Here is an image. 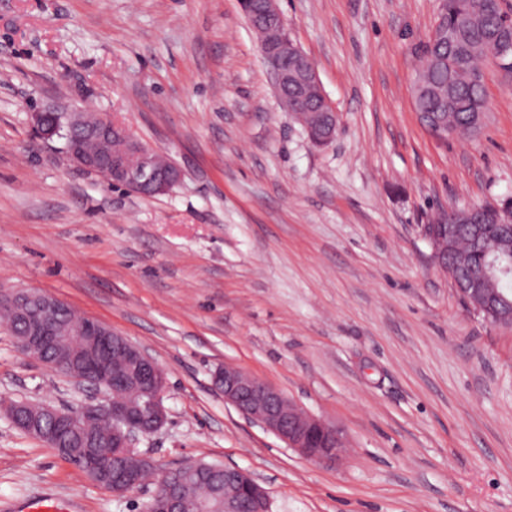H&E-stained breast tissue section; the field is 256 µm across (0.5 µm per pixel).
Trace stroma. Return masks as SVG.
I'll list each match as a JSON object with an SVG mask.
<instances>
[{
    "label": "stroma",
    "instance_id": "stroma-1",
    "mask_svg": "<svg viewBox=\"0 0 512 512\" xmlns=\"http://www.w3.org/2000/svg\"><path fill=\"white\" fill-rule=\"evenodd\" d=\"M338 116L311 144L239 0H0V286L110 325L164 369L161 470L251 472L271 512H512V328L462 303L424 227L512 203V71L483 62L481 131L438 138L412 86L439 0H278ZM107 113L183 171L152 197L71 165L35 109ZM240 367L340 430L303 458L224 401ZM0 322V512L46 495L142 512L4 406L91 400Z\"/></svg>",
    "mask_w": 512,
    "mask_h": 512
}]
</instances>
